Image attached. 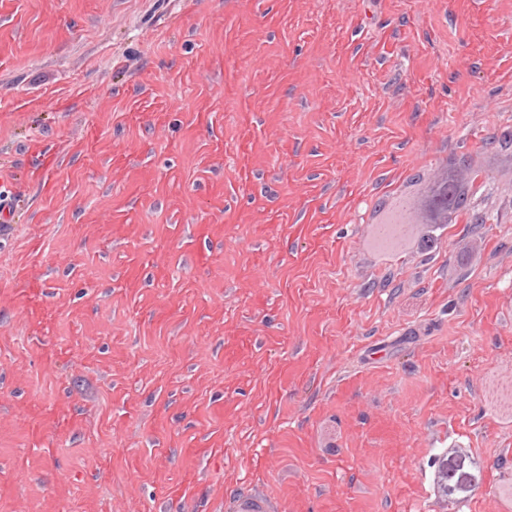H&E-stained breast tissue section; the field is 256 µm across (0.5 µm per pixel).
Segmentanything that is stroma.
<instances>
[{
	"mask_svg": "<svg viewBox=\"0 0 512 512\" xmlns=\"http://www.w3.org/2000/svg\"><path fill=\"white\" fill-rule=\"evenodd\" d=\"M508 131L512 0H0V512H495ZM439 183L440 182L434 181L428 185L426 182L423 185L431 208L440 216V218L433 221L432 224H428L421 232L418 245L422 250H429L432 248L436 241L435 232L443 224H450L453 221L457 222L463 217H466L470 223L474 224H483L485 222L482 216H480L481 218L476 217L471 213L470 204L468 202L470 192L468 188H458L456 185L448 183V185L444 187V192L441 197L436 198L437 194L435 193L434 188ZM413 199L409 195L400 196L388 211V219L377 225L376 236L382 241L397 240L405 233L402 227H395L393 224L398 221L412 207ZM439 465L438 472L442 468L445 470L443 477L445 488H439V490L448 499L466 497L481 488L479 466L468 453L463 451L445 453Z\"/></svg>",
	"mask_w": 512,
	"mask_h": 512,
	"instance_id": "1",
	"label": "stroma"
}]
</instances>
